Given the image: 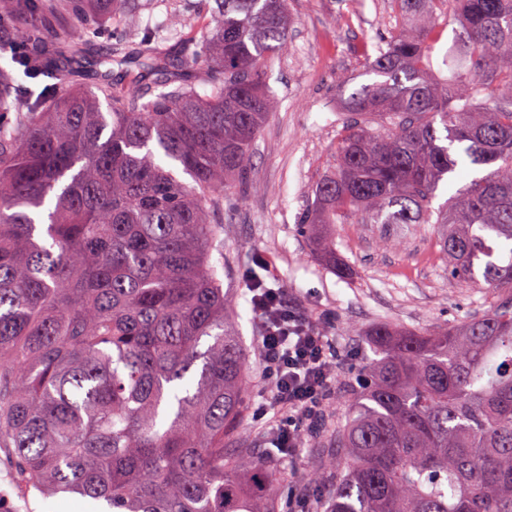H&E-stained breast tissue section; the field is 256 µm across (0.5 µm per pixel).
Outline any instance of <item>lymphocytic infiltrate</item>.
I'll use <instances>...</instances> for the list:
<instances>
[{"mask_svg": "<svg viewBox=\"0 0 512 512\" xmlns=\"http://www.w3.org/2000/svg\"><path fill=\"white\" fill-rule=\"evenodd\" d=\"M254 315L261 323L260 379L270 388L268 404L258 416L276 411L275 447L294 451L301 423H317L325 409L336 363V346L288 303L282 289L251 288Z\"/></svg>", "mask_w": 512, "mask_h": 512, "instance_id": "lymphocytic-infiltrate-1", "label": "lymphocytic infiltrate"}]
</instances>
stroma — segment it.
<instances>
[{
  "instance_id": "35a3bbf8",
  "label": "stroma",
  "mask_w": 512,
  "mask_h": 512,
  "mask_svg": "<svg viewBox=\"0 0 512 512\" xmlns=\"http://www.w3.org/2000/svg\"><path fill=\"white\" fill-rule=\"evenodd\" d=\"M214 0H157L140 28L151 38L173 39L210 17ZM294 28L288 51L267 61L266 85L279 108L253 146V167L224 197V291L234 308L233 329L251 352L245 376L247 405L239 435L254 450L272 433L257 407L265 401L257 378L258 327L246 272L283 288L288 301L320 324L336 342L331 395L316 425L304 426L295 458L278 454V475L268 489L276 512L289 495L327 502L315 478L319 444L344 422L357 373L374 359L367 335L376 323L416 330L462 321L489 309L494 294L454 283L440 253L436 224L412 225L399 236L393 224H340L336 251L350 272L340 275L310 253L302 228L316 183L336 165L340 126L336 94L370 82L365 62L400 19L388 0H288ZM0 512H91L80 496L45 498L19 492L14 469L0 450Z\"/></svg>"
}]
</instances>
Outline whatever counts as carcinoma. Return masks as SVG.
Segmentation results:
<instances>
[{"label":"carcinoma","instance_id":"obj_1","mask_svg":"<svg viewBox=\"0 0 512 512\" xmlns=\"http://www.w3.org/2000/svg\"><path fill=\"white\" fill-rule=\"evenodd\" d=\"M214 2L173 51L139 38L146 0H0L36 50L12 57L32 83L0 69V448L23 491L273 512L276 459L237 473L249 354L221 233L292 19L287 0ZM390 2L402 25L367 56L373 80L339 92L336 168L303 216L313 256L349 271L335 224H441L450 278L497 301L425 331L373 326L378 359L318 472L329 512H512V0ZM67 17L83 37L53 31ZM114 21L128 34L94 54ZM90 56L93 89L39 83ZM463 166L482 175L433 208Z\"/></svg>","mask_w":512,"mask_h":512}]
</instances>
